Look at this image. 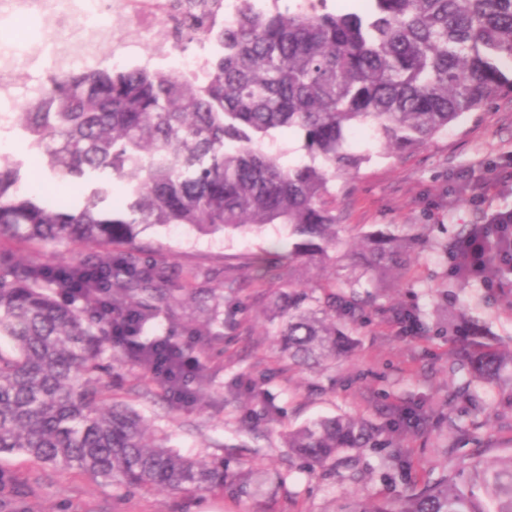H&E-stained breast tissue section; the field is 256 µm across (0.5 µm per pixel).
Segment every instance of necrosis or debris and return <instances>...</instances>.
<instances>
[{"label":"necrosis or debris","instance_id":"necrosis-or-debris-1","mask_svg":"<svg viewBox=\"0 0 512 512\" xmlns=\"http://www.w3.org/2000/svg\"><path fill=\"white\" fill-rule=\"evenodd\" d=\"M111 12L128 19L130 34H109L101 17ZM33 15L43 16L54 40L47 44L37 40L0 43V118L17 108V74L26 73L34 58L48 52L68 61L78 58L113 68L125 63L147 66L153 59L163 58L173 70L190 73L203 64L211 49L206 42L191 54H173L167 45L143 53L140 36L154 21H163L173 38L191 28L193 20L182 0H0L1 24L9 26Z\"/></svg>","mask_w":512,"mask_h":512}]
</instances>
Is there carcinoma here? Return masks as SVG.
<instances>
[{"mask_svg":"<svg viewBox=\"0 0 512 512\" xmlns=\"http://www.w3.org/2000/svg\"><path fill=\"white\" fill-rule=\"evenodd\" d=\"M296 0L284 10L241 0L220 28L200 17L212 45L207 65L181 74L147 68L93 69L51 77L13 113L12 133L43 167L0 155V240L39 247L116 242L128 249L96 261L54 266L33 256L0 263V453L77 468L131 489H224V458L184 456L168 438L145 437V423L108 395L107 352L142 364L159 336L147 334L175 300L161 286L164 261L144 262L134 246L140 224H188L201 233L288 224L303 238L288 255L292 292L270 320L288 369L317 371L349 352L344 331L365 317V282L394 274L401 283L412 246L396 237L358 252V270L336 281L342 225L329 183L366 156L346 149L368 127L381 146L427 145L467 112L512 94V0ZM295 130L308 161L285 165L269 141ZM72 179L77 193L50 196L46 180ZM120 183L127 197H113ZM489 224H465L449 248L452 288L486 285L496 267ZM301 263L312 285L294 281ZM80 302L77 307L74 302ZM122 324L135 352L116 349ZM471 381L512 384V346L455 328ZM428 409L394 408L375 423L322 417L284 434V447L315 467L371 448L389 430H418ZM350 512H512V448L477 456L467 470L443 471L415 486L398 508L356 499Z\"/></svg>","mask_w":512,"mask_h":512,"instance_id":"cac0c4a2","label":"carcinoma"}]
</instances>
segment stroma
Here are the masks:
<instances>
[{"label": "stroma", "mask_w": 512, "mask_h": 512, "mask_svg": "<svg viewBox=\"0 0 512 512\" xmlns=\"http://www.w3.org/2000/svg\"><path fill=\"white\" fill-rule=\"evenodd\" d=\"M368 162L331 183L336 221L343 224L336 271L347 274L366 236L384 232L415 239L403 286L370 291L367 319L351 331L352 355L324 371L289 369L276 352L269 306L284 285L257 261L287 253L296 241L285 224L203 234L184 225L144 226L136 239L143 259H163L168 285L186 288L173 312L154 324L176 344L191 342L205 364L190 381L192 402L176 401L139 366L112 371V393L138 411L149 436L169 435L172 448L198 458L223 457L230 475L223 492L196 488L173 494L129 491L75 470L0 454V512H344L350 492L401 500L414 482L444 466H467L474 454L512 448V387L462 392L468 375L453 369L456 338L447 322L476 317L491 335L512 339V311L492 288L448 285L446 247L461 225L512 210V183L497 172L512 166V95L465 114L427 146L392 153L366 129L348 139ZM418 310L425 327L404 330L391 313ZM207 326L210 336L196 335ZM265 400H255L251 382ZM425 403L429 421L405 432L410 464L386 468V449L350 451V467L309 468L282 444L288 429L339 415L382 422L390 408ZM248 471L252 480L235 475Z\"/></svg>", "instance_id": "stroma-1"}]
</instances>
